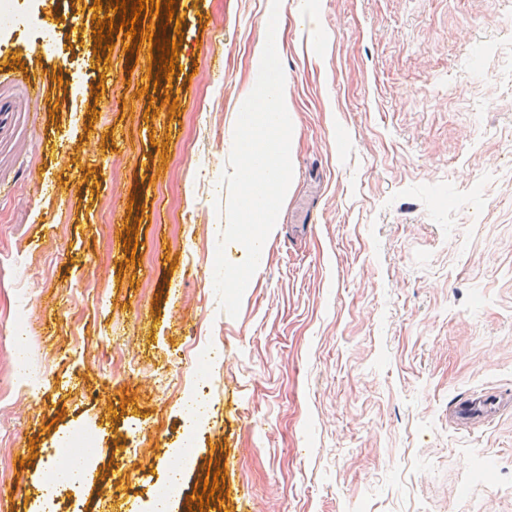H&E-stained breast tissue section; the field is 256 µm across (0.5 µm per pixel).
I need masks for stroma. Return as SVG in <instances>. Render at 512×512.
Instances as JSON below:
<instances>
[{
  "label": "stroma",
  "mask_w": 512,
  "mask_h": 512,
  "mask_svg": "<svg viewBox=\"0 0 512 512\" xmlns=\"http://www.w3.org/2000/svg\"><path fill=\"white\" fill-rule=\"evenodd\" d=\"M168 1L166 79L121 11L8 4L118 26L108 53L63 38L43 120L0 70V256L25 252L0 272V512H40L76 430L93 462L57 512H151L190 409L170 512H512V409L449 417L512 392V0H281L294 176L234 318L215 203L270 0H154L142 23ZM192 343L212 376L184 404ZM509 404L510 397L505 400L501 394L471 395L451 409L450 417L458 425L475 426L491 420Z\"/></svg>",
  "instance_id": "1"
}]
</instances>
